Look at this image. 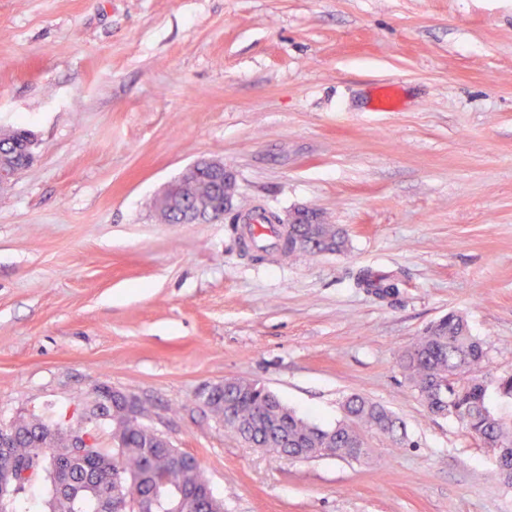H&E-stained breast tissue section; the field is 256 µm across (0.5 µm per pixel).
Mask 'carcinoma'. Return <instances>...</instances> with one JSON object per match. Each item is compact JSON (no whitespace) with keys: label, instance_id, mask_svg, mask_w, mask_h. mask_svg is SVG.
Returning a JSON list of instances; mask_svg holds the SVG:
<instances>
[{"label":"carcinoma","instance_id":"obj_1","mask_svg":"<svg viewBox=\"0 0 512 512\" xmlns=\"http://www.w3.org/2000/svg\"><path fill=\"white\" fill-rule=\"evenodd\" d=\"M235 193V185L216 190L204 182L187 186L186 203L200 206L221 204L224 194ZM288 228L308 240L305 249L322 253L331 248L342 253L348 240L336 229L330 242L315 233L313 224H290ZM274 247L284 255L297 251L295 238L273 226ZM360 288L381 297L394 294V277L362 270L356 277ZM485 342L472 335L466 317L451 311L426 327L400 355V367L407 384L418 394L429 412L457 422L476 441L493 442L500 453L489 476L512 486V374L492 376L485 372ZM263 402L265 413L257 417L254 407ZM236 409L234 420L225 423L253 448H263L271 457L301 460L320 456L324 448L337 449L341 458L360 460L367 455L366 435L377 434L390 448L409 445L399 419L385 407L360 395L343 404L344 416L333 428L324 429L297 414L272 391L256 381L238 379L212 390L209 406L224 417V404ZM148 408L130 401V411L122 403L103 408L96 395L85 398L80 418L89 420L88 429L105 427L112 447L97 443L84 454L69 448L67 429L51 419L35 415L10 421L15 438L10 455L15 463L18 492L0 501V512H28V491L36 483H49L43 512H102L109 484L118 483L156 502V512H224V501L215 494L207 499L181 498L193 491H209L201 462L188 454L176 460L178 449L163 446L144 420ZM52 456L68 458V476L57 478L49 465Z\"/></svg>","mask_w":512,"mask_h":512}]
</instances>
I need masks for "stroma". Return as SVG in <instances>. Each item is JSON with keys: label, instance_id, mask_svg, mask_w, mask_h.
I'll use <instances>...</instances> for the list:
<instances>
[{"label": "stroma", "instance_id": "stroma-1", "mask_svg": "<svg viewBox=\"0 0 512 512\" xmlns=\"http://www.w3.org/2000/svg\"><path fill=\"white\" fill-rule=\"evenodd\" d=\"M1 126L36 146L0 189V423H70L104 384L224 512H512L492 453L398 368L453 310L512 374V0H0ZM203 157L233 169L234 210L159 220ZM242 206L312 211L348 248L252 259ZM366 269L396 294L357 287ZM228 378L325 427L362 395L411 445L273 459L204 405Z\"/></svg>", "mask_w": 512, "mask_h": 512}]
</instances>
